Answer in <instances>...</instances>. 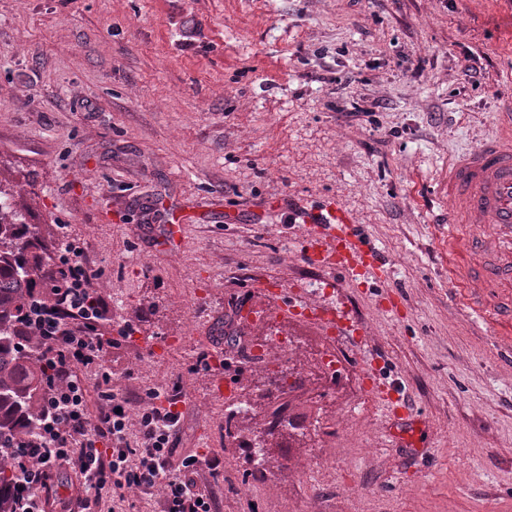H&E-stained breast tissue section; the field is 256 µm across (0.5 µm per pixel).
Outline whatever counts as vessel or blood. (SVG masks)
<instances>
[{"label": "vessel or blood", "mask_w": 512, "mask_h": 512, "mask_svg": "<svg viewBox=\"0 0 512 512\" xmlns=\"http://www.w3.org/2000/svg\"><path fill=\"white\" fill-rule=\"evenodd\" d=\"M302 222V257L331 273L328 287L365 275L388 282L387 260L340 204L314 207ZM448 278L472 315L512 351V111L501 113L497 134L448 165ZM256 290L274 301L281 318L340 335L363 333V324L348 309L298 304L289 301L285 289L265 283ZM371 390L392 421L409 420L410 410L394 387L376 382Z\"/></svg>", "instance_id": "b4317fda"}]
</instances>
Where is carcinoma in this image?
<instances>
[{
	"label": "carcinoma",
	"instance_id": "carcinoma-1",
	"mask_svg": "<svg viewBox=\"0 0 512 512\" xmlns=\"http://www.w3.org/2000/svg\"><path fill=\"white\" fill-rule=\"evenodd\" d=\"M10 175L0 170V460L14 461L18 443L45 431L47 371L38 321L60 296L71 293L74 305L85 302L82 284L71 275L81 258L78 248L55 239L48 255L37 224L16 202Z\"/></svg>",
	"mask_w": 512,
	"mask_h": 512
}]
</instances>
